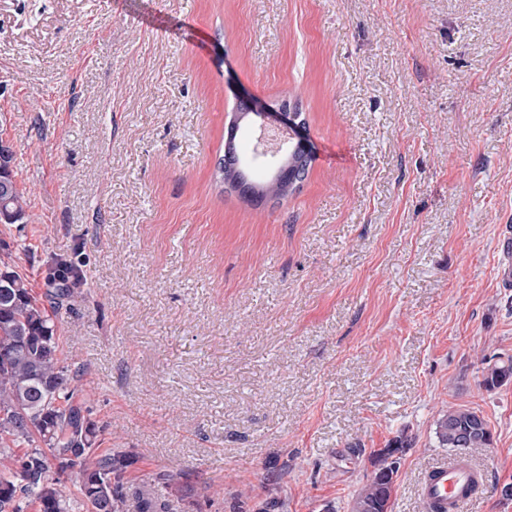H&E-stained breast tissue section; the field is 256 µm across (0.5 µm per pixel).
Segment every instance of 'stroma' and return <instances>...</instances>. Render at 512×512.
<instances>
[{"label":"stroma","mask_w":512,"mask_h":512,"mask_svg":"<svg viewBox=\"0 0 512 512\" xmlns=\"http://www.w3.org/2000/svg\"><path fill=\"white\" fill-rule=\"evenodd\" d=\"M305 118L309 173L254 206L215 177L240 94ZM0 137L27 218L0 262L58 308L126 481L169 512H351L397 437L423 512L466 406L465 512H512V0H0ZM221 496H214L216 487ZM49 271L46 277L48 286L52 288L49 296L50 299L57 300L52 302L59 306V301L70 296L72 288L77 285V271L70 262L62 258H56ZM509 382H512V356L496 362L484 371L482 385L486 389H493ZM438 437L443 446L460 455L472 448H487L493 434L485 417L473 408L452 407L438 422Z\"/></svg>","instance_id":"stroma-1"}]
</instances>
